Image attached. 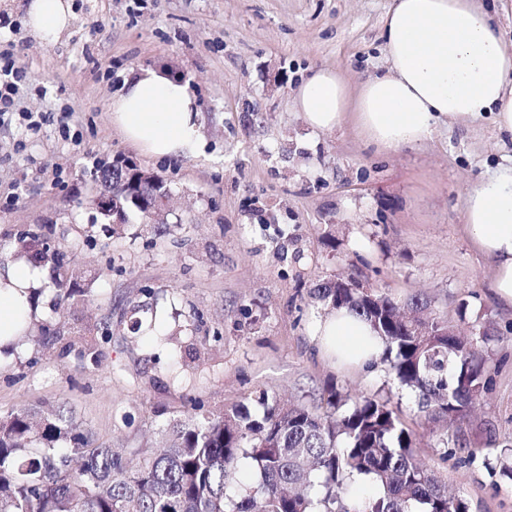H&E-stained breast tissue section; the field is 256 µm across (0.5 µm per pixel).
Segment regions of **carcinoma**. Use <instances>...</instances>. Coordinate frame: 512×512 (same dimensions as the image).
Here are the masks:
<instances>
[{
  "mask_svg": "<svg viewBox=\"0 0 512 512\" xmlns=\"http://www.w3.org/2000/svg\"><path fill=\"white\" fill-rule=\"evenodd\" d=\"M137 169L117 162L99 181L114 190ZM33 259L52 261L58 288L73 277L65 253L46 241ZM312 295L370 325L384 345L381 361L415 394L418 412L447 423L441 459L461 451L452 427L491 383L488 352L463 347L418 299L407 315L383 294L334 282ZM193 410L165 425L160 451L129 454L65 404L0 417V512H471L417 458L413 431L375 398L330 387L317 405H288L263 391L219 414L198 416V402ZM243 464L255 483L233 490L227 478ZM482 465L512 483L511 447Z\"/></svg>",
  "mask_w": 512,
  "mask_h": 512,
  "instance_id": "1",
  "label": "carcinoma"
}]
</instances>
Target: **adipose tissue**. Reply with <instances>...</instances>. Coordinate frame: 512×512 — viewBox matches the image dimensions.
I'll return each instance as SVG.
<instances>
[{
	"mask_svg": "<svg viewBox=\"0 0 512 512\" xmlns=\"http://www.w3.org/2000/svg\"><path fill=\"white\" fill-rule=\"evenodd\" d=\"M26 17L40 37L57 39L70 23V0H30ZM383 39L385 68L357 90L331 68L301 83L295 103L311 128L330 131L350 116L369 144L387 152L429 139L439 123L465 126L488 114L512 138V51L476 0H395ZM110 112L123 138L155 160L203 150L196 98L167 70L146 68L126 79ZM463 215L492 269L490 291L512 308V162L468 187ZM40 285L28 260L0 266V346L29 319L27 296ZM315 334L320 350L342 365H368L382 351L370 326L346 309L318 321Z\"/></svg>",
	"mask_w": 512,
	"mask_h": 512,
	"instance_id": "obj_1",
	"label": "adipose tissue"
}]
</instances>
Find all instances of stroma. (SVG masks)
<instances>
[{"label": "stroma", "instance_id": "obj_1", "mask_svg": "<svg viewBox=\"0 0 512 512\" xmlns=\"http://www.w3.org/2000/svg\"><path fill=\"white\" fill-rule=\"evenodd\" d=\"M28 2L0 0V51L27 74L0 123V260L45 238L82 277L72 294L45 283L30 338L0 349V416L64 402L112 447L151 450L194 402L219 412L264 389L310 403L333 384L400 413L419 459L472 512H512V486L481 464L512 446V309L491 295L463 216L470 180L512 141L486 116L380 153L352 121L315 130L294 105L314 69L352 88L383 70L394 0H71L54 41L27 28ZM147 67L195 90L199 156L155 162L113 127V96ZM23 111L47 115L34 138ZM118 159L165 181V223L132 210L114 233L92 209L96 169ZM348 275L397 303L427 302L489 351L492 382L457 423L476 462L441 460L444 422L419 414L384 365L368 373L320 353L314 329L329 311L310 291ZM136 305L164 343L129 332Z\"/></svg>", "mask_w": 512, "mask_h": 512}]
</instances>
